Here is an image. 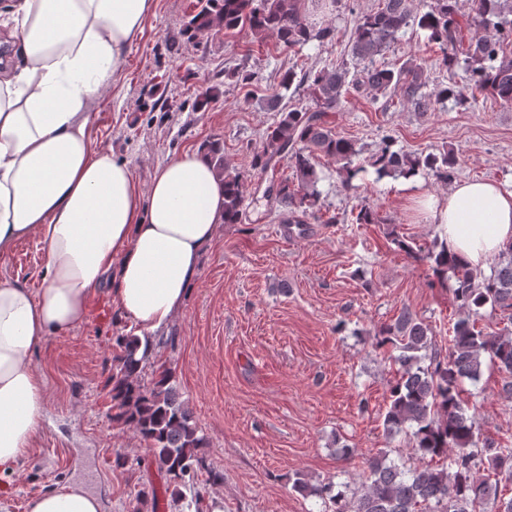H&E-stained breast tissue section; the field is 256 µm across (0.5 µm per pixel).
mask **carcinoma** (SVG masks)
Returning <instances> with one entry per match:
<instances>
[{"label": "carcinoma", "instance_id": "obj_1", "mask_svg": "<svg viewBox=\"0 0 512 512\" xmlns=\"http://www.w3.org/2000/svg\"><path fill=\"white\" fill-rule=\"evenodd\" d=\"M471 11L474 16L466 15L460 0H435L429 10L415 14L411 0H382L358 17L350 48L353 70L324 67L300 77L289 70L271 87L267 103L279 117L262 146L249 155L246 169L224 158L219 140L203 142L201 148L224 183V223L256 224L275 204L288 210L290 224H303L307 217L322 224L340 223L337 216L326 218L322 213L320 157L336 163V173L347 188L369 168L380 179L408 178L429 170L444 182L452 181L457 165L454 151L406 152L395 148L388 135L360 164L357 143L338 135L328 117L350 92L373 101L396 99L421 116L437 102L467 101L454 83L424 93L429 73L413 58L398 68L375 65V57L411 24L423 31L427 43L438 46L442 66L451 71L464 61L471 93L487 92L512 107V21L501 19L512 15V0H473ZM223 30H245L260 43L273 38L288 52L313 43L329 44L335 38L331 23L311 19L305 0H198L197 12L183 25V35L197 44ZM224 78L247 89L249 96L250 87L260 81L257 73L238 70L224 72ZM296 81L308 84L313 107L289 109L283 104ZM219 96L220 85L207 86L197 95L193 111L207 109ZM284 167L291 169L292 176L280 175ZM249 177L263 178L268 185L250 193ZM353 223L378 224L380 219L362 202ZM426 259L437 281H453L459 316L452 323L448 352H429L430 328L408 308L379 330L377 346L391 345L390 359L397 365L383 417L385 432L404 435L420 459L436 458L441 465L405 469L379 455L368 460L367 482L352 494L331 482L315 488L302 477L294 480L295 492L318 496L330 503L331 512H512V496H504L512 485V442L480 439L463 397L464 382L478 381L490 363L508 374L501 394L512 399V330L505 327L489 334L477 327L488 311L499 310L512 323V242L498 253L488 275L458 261L444 240L434 242ZM151 345L149 337L132 332L115 337L110 376L114 419L131 427L147 444L152 464L165 479L166 507L169 512H182L186 495H191V505L198 504L199 490L187 483L205 468L202 449L208 442L173 386L169 368L162 364L152 370L150 381L142 378ZM486 469L493 476L480 474ZM185 487L189 492L183 491Z\"/></svg>", "mask_w": 512, "mask_h": 512}]
</instances>
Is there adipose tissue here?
I'll list each match as a JSON object with an SVG mask.
<instances>
[{"instance_id": "1", "label": "adipose tissue", "mask_w": 512, "mask_h": 512, "mask_svg": "<svg viewBox=\"0 0 512 512\" xmlns=\"http://www.w3.org/2000/svg\"><path fill=\"white\" fill-rule=\"evenodd\" d=\"M154 9L155 0H0L12 48L0 67V257L33 234L45 263L39 291L0 280V474L14 472L40 426L38 346L86 323L104 288L138 328L169 325L223 222L224 186L202 152L158 167L145 189L111 150L91 146V105ZM415 206L470 266L512 241V192L494 181L465 180ZM28 512L102 503L71 483L31 499Z\"/></svg>"}]
</instances>
